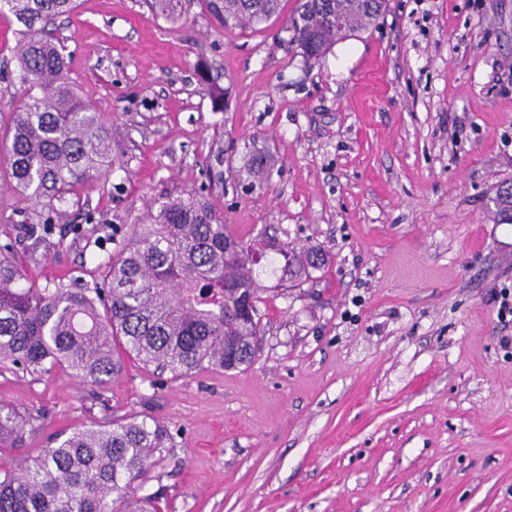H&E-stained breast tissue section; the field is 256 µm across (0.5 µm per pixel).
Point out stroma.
I'll return each mask as SVG.
<instances>
[{
  "mask_svg": "<svg viewBox=\"0 0 512 512\" xmlns=\"http://www.w3.org/2000/svg\"><path fill=\"white\" fill-rule=\"evenodd\" d=\"M296 4L233 30L199 0L174 24L143 0H79L57 19L114 163L52 207L0 181V217L56 226L23 239L29 278L92 280L94 244L186 191L270 245L248 369L175 380L129 359L101 394L60 369L2 371L0 405L43 416L18 454L147 416L173 440L134 489L163 512H512V320L493 301L512 290V224L490 202L512 182V0H389L310 63L286 43ZM18 28L0 17L4 129ZM256 145L271 165L251 174ZM306 244L327 262L290 282L279 249Z\"/></svg>",
  "mask_w": 512,
  "mask_h": 512,
  "instance_id": "obj_1",
  "label": "stroma"
}]
</instances>
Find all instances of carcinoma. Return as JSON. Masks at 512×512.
<instances>
[{
	"mask_svg": "<svg viewBox=\"0 0 512 512\" xmlns=\"http://www.w3.org/2000/svg\"><path fill=\"white\" fill-rule=\"evenodd\" d=\"M226 28L257 26L280 0H204ZM176 20L182 0H145ZM387 0H298L285 25L304 61L321 59L337 41L373 25ZM77 0H0L22 26L12 83L25 91L0 161L13 188L38 203L68 201L112 167L108 126L76 94L70 57L48 26L76 10ZM498 221L512 224V184L493 198ZM137 224L117 256L95 253L92 282L73 278L43 286L29 280L10 232L0 242V368L29 375L58 368L100 391L124 357L171 377L204 369L237 370L253 362L260 333L251 245L238 241L212 200L168 197ZM290 277L319 269L316 246L281 249ZM40 417L0 406V446L20 448ZM160 422L105 418L60 434L32 462L0 461V512H160L131 484L172 442Z\"/></svg>",
	"mask_w": 512,
	"mask_h": 512,
	"instance_id": "obj_1",
	"label": "carcinoma"
}]
</instances>
